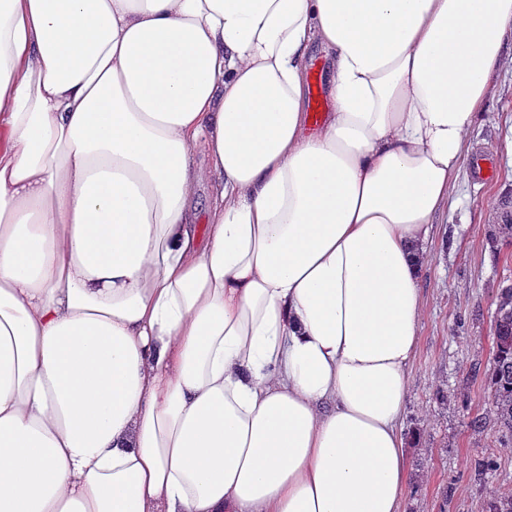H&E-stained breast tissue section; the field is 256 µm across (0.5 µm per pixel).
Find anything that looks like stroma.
Instances as JSON below:
<instances>
[{
    "label": "stroma",
    "instance_id": "obj_1",
    "mask_svg": "<svg viewBox=\"0 0 512 512\" xmlns=\"http://www.w3.org/2000/svg\"><path fill=\"white\" fill-rule=\"evenodd\" d=\"M470 155L484 159L488 172L464 167L421 269L423 315L402 419L409 487L400 512H488L512 491V446L494 425L476 431L467 418L490 409L493 316L500 285L512 283V245L489 239L497 210L512 200L511 69L494 80L470 133ZM489 452L497 468L480 473Z\"/></svg>",
    "mask_w": 512,
    "mask_h": 512
}]
</instances>
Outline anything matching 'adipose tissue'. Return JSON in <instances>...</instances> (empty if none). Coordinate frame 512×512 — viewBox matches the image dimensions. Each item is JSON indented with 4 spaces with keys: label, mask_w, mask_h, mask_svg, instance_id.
Instances as JSON below:
<instances>
[{
    "label": "adipose tissue",
    "mask_w": 512,
    "mask_h": 512,
    "mask_svg": "<svg viewBox=\"0 0 512 512\" xmlns=\"http://www.w3.org/2000/svg\"><path fill=\"white\" fill-rule=\"evenodd\" d=\"M504 67L512 0H0V512H399ZM312 64H316L321 72V79H322V89H323V96L321 91V86L319 80L316 78L313 84V92H312V103H311V116L313 122L317 123L327 116L329 110H330V102L328 98V95H326L327 86L330 80L331 76V70L330 65L327 59L325 58L324 54L321 52L319 48H313L309 55V60L307 62L306 67V86H307V97H306V112H309V105H310V88L308 84L309 76H310V69L312 67ZM325 100V110L324 109V100ZM323 112V116H322Z\"/></svg>",
    "instance_id": "ef3b65f1"
}]
</instances>
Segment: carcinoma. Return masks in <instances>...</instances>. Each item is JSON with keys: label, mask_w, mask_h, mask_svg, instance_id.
Wrapping results in <instances>:
<instances>
[{"label": "carcinoma", "mask_w": 512, "mask_h": 512, "mask_svg": "<svg viewBox=\"0 0 512 512\" xmlns=\"http://www.w3.org/2000/svg\"><path fill=\"white\" fill-rule=\"evenodd\" d=\"M496 350L488 373L491 410L501 440H512V284L499 288L494 316Z\"/></svg>", "instance_id": "carcinoma-1"}]
</instances>
